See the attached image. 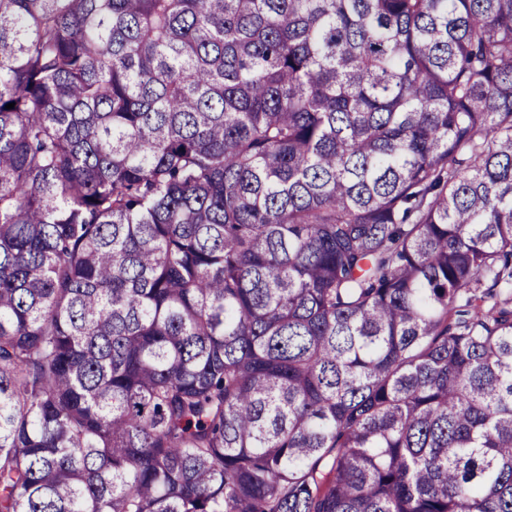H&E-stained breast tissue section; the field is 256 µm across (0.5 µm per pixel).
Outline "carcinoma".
I'll return each instance as SVG.
<instances>
[{
    "label": "carcinoma",
    "instance_id": "1",
    "mask_svg": "<svg viewBox=\"0 0 512 512\" xmlns=\"http://www.w3.org/2000/svg\"><path fill=\"white\" fill-rule=\"evenodd\" d=\"M0 512H512V0H0Z\"/></svg>",
    "mask_w": 512,
    "mask_h": 512
}]
</instances>
